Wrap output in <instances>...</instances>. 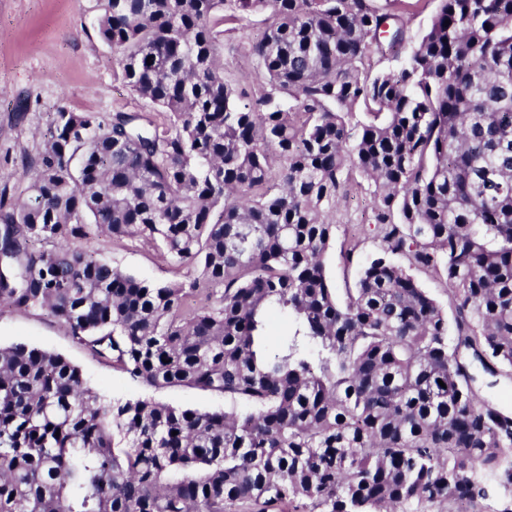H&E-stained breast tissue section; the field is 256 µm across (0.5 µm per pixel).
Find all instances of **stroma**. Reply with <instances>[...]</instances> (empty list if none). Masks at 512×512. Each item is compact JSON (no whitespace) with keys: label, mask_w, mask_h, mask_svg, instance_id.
<instances>
[{"label":"stroma","mask_w":512,"mask_h":512,"mask_svg":"<svg viewBox=\"0 0 512 512\" xmlns=\"http://www.w3.org/2000/svg\"><path fill=\"white\" fill-rule=\"evenodd\" d=\"M99 0H0V191L9 201L27 198L28 183L15 170L37 151L49 113L143 112L162 120L161 108L148 104L126 85L111 48L98 32ZM371 193L358 187L336 208V235L325 256L337 297L353 287L358 259L374 253ZM82 248L97 252L114 267L152 282H181L192 269L162 258L150 244L93 235ZM23 342L58 353L78 366L89 385L114 398H142L201 411L220 410L224 398L186 386L147 388L132 381L71 335L46 310H21L0 303V345Z\"/></svg>","instance_id":"obj_1"}]
</instances>
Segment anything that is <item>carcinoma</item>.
Here are the masks:
<instances>
[{
    "label": "carcinoma",
    "mask_w": 512,
    "mask_h": 512,
    "mask_svg": "<svg viewBox=\"0 0 512 512\" xmlns=\"http://www.w3.org/2000/svg\"><path fill=\"white\" fill-rule=\"evenodd\" d=\"M409 8L103 0V40L164 120L52 114L29 196L0 202V300L224 409L112 399L60 354L0 345V512H484L512 491V413L470 372L512 370V0H438L375 69ZM251 15L245 87L222 56ZM356 174L380 247L341 303L324 257ZM94 232L194 273L140 280L75 246ZM420 267L451 287L453 340ZM272 312L292 324L274 347ZM437 4V0H422L406 16V36L399 49V60H404L410 55L413 47L429 25Z\"/></svg>",
    "instance_id": "obj_1"
}]
</instances>
